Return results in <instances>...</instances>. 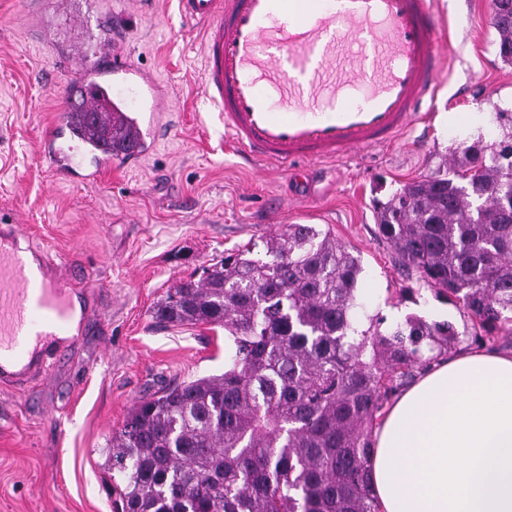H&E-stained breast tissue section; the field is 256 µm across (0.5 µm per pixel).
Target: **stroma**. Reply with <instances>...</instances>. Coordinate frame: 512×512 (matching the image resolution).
Listing matches in <instances>:
<instances>
[{
    "label": "stroma",
    "instance_id": "obj_1",
    "mask_svg": "<svg viewBox=\"0 0 512 512\" xmlns=\"http://www.w3.org/2000/svg\"><path fill=\"white\" fill-rule=\"evenodd\" d=\"M0 0V213L68 259L96 292L99 314L53 376L0 391V512H114L105 450L138 400L163 385L222 373L220 328L163 326L153 312L170 288L286 224H313L359 253L360 323L415 315L470 325L462 304L437 297L400 267L377 230L374 199L424 178L456 148L492 150L512 138V64L497 52L493 0H435L449 32L441 86L425 120L391 143L313 167L302 196L284 167L240 158L202 92L198 24L176 0ZM171 92L174 112L144 164L113 166L95 183L59 176L40 151L61 118L73 74L45 39L92 64L105 33Z\"/></svg>",
    "mask_w": 512,
    "mask_h": 512
}]
</instances>
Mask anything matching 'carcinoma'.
Segmentation results:
<instances>
[{
	"mask_svg": "<svg viewBox=\"0 0 512 512\" xmlns=\"http://www.w3.org/2000/svg\"><path fill=\"white\" fill-rule=\"evenodd\" d=\"M501 59L512 64V0H494ZM84 126L112 146L99 113ZM458 165L378 202L379 234L427 285L469 311L471 327L408 316L383 331L356 312L360 257L314 224H287L180 281L161 323L224 328L220 375L135 403L107 449L121 512H379L373 428L425 365L512 335V141L478 144Z\"/></svg>",
	"mask_w": 512,
	"mask_h": 512,
	"instance_id": "cac0c4a2",
	"label": "carcinoma"
}]
</instances>
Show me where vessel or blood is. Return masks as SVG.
Wrapping results in <instances>:
<instances>
[{
	"instance_id": "vessel-or-blood-1",
	"label": "vessel or blood",
	"mask_w": 512,
	"mask_h": 512,
	"mask_svg": "<svg viewBox=\"0 0 512 512\" xmlns=\"http://www.w3.org/2000/svg\"><path fill=\"white\" fill-rule=\"evenodd\" d=\"M202 29V79L230 144L279 165L323 163L376 147L408 129L434 95L445 43L433 0H179ZM130 94L128 133L148 109L153 128L171 110L166 87L117 49L96 67L76 66L79 95L66 112L103 111L100 89ZM94 160L77 171L93 182L113 164L149 154L138 139L120 152L81 140ZM18 225H0V387L26 388L51 375L95 315L90 290L70 264L25 245Z\"/></svg>"
}]
</instances>
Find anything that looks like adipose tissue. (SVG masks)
<instances>
[{"instance_id":"adipose-tissue-1","label":"adipose tissue","mask_w":512,"mask_h":512,"mask_svg":"<svg viewBox=\"0 0 512 512\" xmlns=\"http://www.w3.org/2000/svg\"><path fill=\"white\" fill-rule=\"evenodd\" d=\"M369 469L380 512H512V352L431 361L375 430Z\"/></svg>"}]
</instances>
